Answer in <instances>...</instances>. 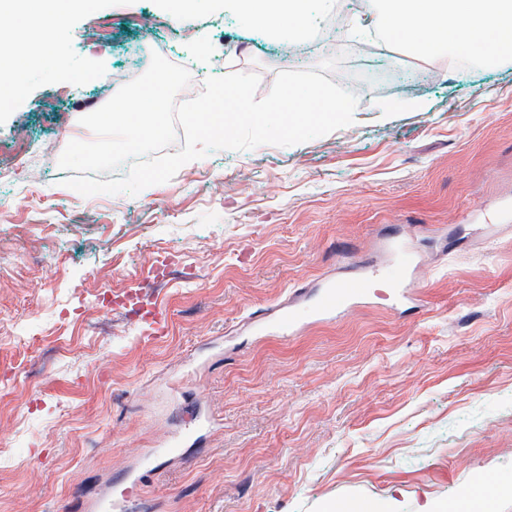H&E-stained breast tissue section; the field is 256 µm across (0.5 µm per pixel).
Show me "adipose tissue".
I'll return each instance as SVG.
<instances>
[{
    "label": "adipose tissue",
    "instance_id": "ef3b65f1",
    "mask_svg": "<svg viewBox=\"0 0 512 512\" xmlns=\"http://www.w3.org/2000/svg\"><path fill=\"white\" fill-rule=\"evenodd\" d=\"M84 0H0V14L18 27L31 16L60 17ZM239 18L274 35L311 36L310 0H234ZM349 34L388 36L399 49L422 57L453 56L492 47L512 56V0H374L371 12L354 18Z\"/></svg>",
    "mask_w": 512,
    "mask_h": 512
}]
</instances>
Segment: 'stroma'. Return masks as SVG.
<instances>
[{"mask_svg": "<svg viewBox=\"0 0 512 512\" xmlns=\"http://www.w3.org/2000/svg\"><path fill=\"white\" fill-rule=\"evenodd\" d=\"M87 0L59 18L66 67L0 103V512H512V59L461 66L240 23L233 0ZM338 40L353 124L217 150L137 195L74 198L57 156L93 141L76 102L111 99L144 44L207 78L311 69ZM378 269L375 296L312 319L326 283ZM162 312L152 334L148 310ZM291 311L295 335L258 333Z\"/></svg>", "mask_w": 512, "mask_h": 512, "instance_id": "stroma-1", "label": "stroma"}]
</instances>
